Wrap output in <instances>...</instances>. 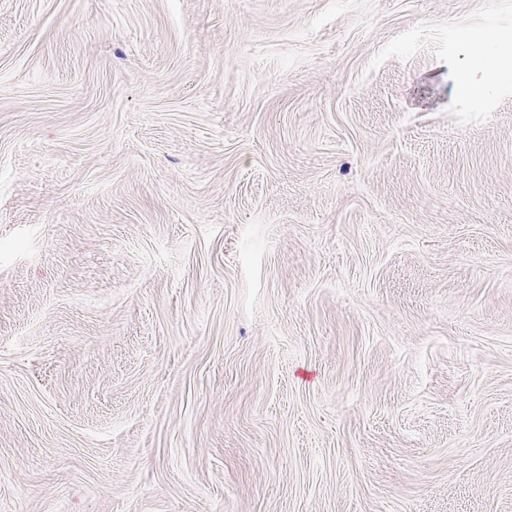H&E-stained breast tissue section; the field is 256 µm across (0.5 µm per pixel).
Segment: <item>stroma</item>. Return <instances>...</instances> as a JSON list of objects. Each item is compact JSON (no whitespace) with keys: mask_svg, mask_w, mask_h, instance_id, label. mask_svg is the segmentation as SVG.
<instances>
[{"mask_svg":"<svg viewBox=\"0 0 512 512\" xmlns=\"http://www.w3.org/2000/svg\"><path fill=\"white\" fill-rule=\"evenodd\" d=\"M512 0H0V512H512ZM470 56V70L466 80L467 89L470 92L483 93L487 90L485 75L488 72L487 64L484 59L483 44L481 42H472L467 46Z\"/></svg>","mask_w":512,"mask_h":512,"instance_id":"1","label":"stroma"}]
</instances>
